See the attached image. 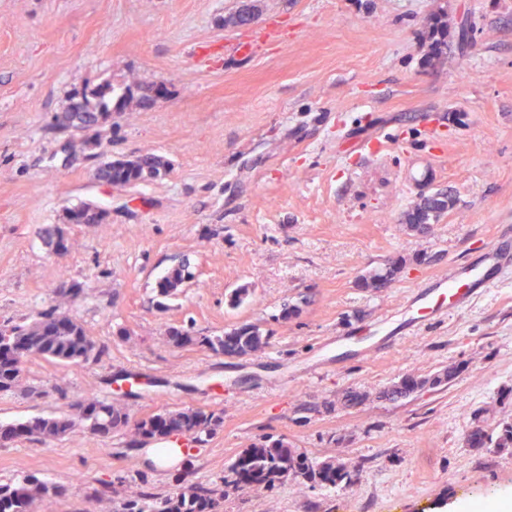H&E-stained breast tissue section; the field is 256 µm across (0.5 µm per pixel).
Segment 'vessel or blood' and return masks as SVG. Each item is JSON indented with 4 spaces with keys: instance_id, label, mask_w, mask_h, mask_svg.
<instances>
[{
    "instance_id": "vessel-or-blood-1",
    "label": "vessel or blood",
    "mask_w": 512,
    "mask_h": 512,
    "mask_svg": "<svg viewBox=\"0 0 512 512\" xmlns=\"http://www.w3.org/2000/svg\"><path fill=\"white\" fill-rule=\"evenodd\" d=\"M512 281V226L500 225L494 241L465 265L447 271L413 290L407 312L413 324L444 318L469 307L482 293Z\"/></svg>"
}]
</instances>
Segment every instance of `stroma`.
<instances>
[{"mask_svg":"<svg viewBox=\"0 0 512 512\" xmlns=\"http://www.w3.org/2000/svg\"><path fill=\"white\" fill-rule=\"evenodd\" d=\"M246 6L256 21L233 24ZM108 89L138 111L110 103L91 147L65 154L76 136L57 114ZM146 152L170 161L165 179H95L100 162ZM438 190L453 205L428 236L409 234L405 213ZM84 202L106 223L65 224ZM52 224L65 227L58 255L41 238ZM500 224L512 225V0H0V325L53 305L103 349L77 367L29 361L0 392V426L73 418L94 398L132 423L188 408L224 418L193 455L162 463L160 440L132 424L3 442L0 485L33 473L60 486L30 512H115L138 494L221 484L246 448L284 438L317 460L362 462L359 481L242 485L215 512H455L511 490L512 450L466 438L479 409L512 418V285L378 355L332 344L397 327L410 293ZM401 256L389 288H358ZM183 259L191 279L161 299L158 281ZM288 303L301 311L286 320ZM243 323L270 336L244 357L167 337ZM454 363L443 390L378 398ZM351 389L364 405L322 412Z\"/></svg>","mask_w":512,"mask_h":512,"instance_id":"stroma-1","label":"stroma"}]
</instances>
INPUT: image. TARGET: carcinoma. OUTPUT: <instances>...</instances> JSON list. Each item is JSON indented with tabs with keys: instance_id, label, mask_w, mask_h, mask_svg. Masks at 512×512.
<instances>
[{
	"instance_id": "cac0c4a2",
	"label": "carcinoma",
	"mask_w": 512,
	"mask_h": 512,
	"mask_svg": "<svg viewBox=\"0 0 512 512\" xmlns=\"http://www.w3.org/2000/svg\"><path fill=\"white\" fill-rule=\"evenodd\" d=\"M65 120L72 126L79 124L88 129L97 124L99 112L97 107L82 101L67 109ZM169 170L170 162L165 157L144 153L131 158L106 161L98 168L96 177L116 187H128L160 179L168 175ZM452 203V196L444 191L420 195L418 201L405 214L407 230L420 237L427 235L431 229V220L444 214ZM66 215L71 224H103L108 217V211L83 203L66 209ZM402 265L403 260L398 258L371 269L359 277L357 287L371 291L387 288L400 272ZM188 278V265L182 262L157 283L158 295L164 298L175 295ZM268 340L269 336L263 333L258 324H243L222 336H193L187 330H174L170 333V342L177 346L201 344L215 353L239 356L262 348L268 344ZM0 344L22 350V353L8 358L7 362L0 365L1 393L13 390L30 357H43L64 365L77 366L97 359L103 353V349L83 324L58 314L52 307L40 312L31 323L0 327ZM459 371L460 365L450 364L426 376L404 378L380 391L379 398L398 402L414 393L436 391L453 381ZM77 407L79 418L85 427L103 437L129 423L126 412L102 400L79 402ZM161 419L182 432L195 435H209L224 422L221 416L185 409L168 412L164 417L157 415L142 418L135 422V429L145 438L160 436ZM484 422V412L474 414L475 426L472 435L476 436L473 443L477 447L493 452L512 448V419L498 421L490 431L484 428ZM74 426L75 422L67 416H35L11 425V428L16 430L17 440L46 445L69 434ZM243 464L255 476L256 484L266 490L275 489L290 476L307 481L318 480L328 486L352 487L361 472L359 462L340 458L313 461L283 438L264 440L247 449L242 457L225 470L224 485H196L181 489L162 499L153 512H195L193 504L200 500L215 504L224 498L227 488L242 483L240 469ZM56 496L55 485L46 483L35 475H25L14 484L0 486V512H4L1 504L5 502L30 505L36 500H51Z\"/></svg>"
}]
</instances>
